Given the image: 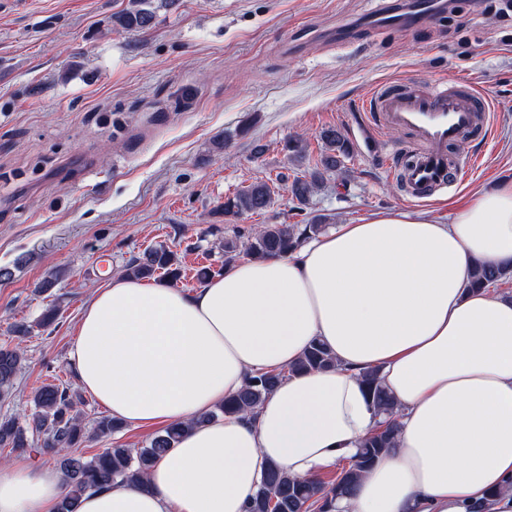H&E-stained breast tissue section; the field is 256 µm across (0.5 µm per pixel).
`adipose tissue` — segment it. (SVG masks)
<instances>
[{
  "mask_svg": "<svg viewBox=\"0 0 512 512\" xmlns=\"http://www.w3.org/2000/svg\"><path fill=\"white\" fill-rule=\"evenodd\" d=\"M480 260L512 266V181L447 222L375 212L190 294L113 278L70 348L80 386L131 426L186 430L145 485L86 494L78 512H246L270 465L317 478L384 420L370 369L395 399V444L334 512H512V297L471 289ZM315 342L335 365L291 372ZM270 370L286 376L255 410L215 416ZM65 492L58 470L0 465V512H55Z\"/></svg>",
  "mask_w": 512,
  "mask_h": 512,
  "instance_id": "1",
  "label": "adipose tissue"
}]
</instances>
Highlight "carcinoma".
Wrapping results in <instances>:
<instances>
[{
  "instance_id": "1",
  "label": "carcinoma",
  "mask_w": 512,
  "mask_h": 512,
  "mask_svg": "<svg viewBox=\"0 0 512 512\" xmlns=\"http://www.w3.org/2000/svg\"><path fill=\"white\" fill-rule=\"evenodd\" d=\"M148 3L149 0H129L125 9L114 14V24L129 32L150 28L154 12L146 8ZM320 139L324 144L320 166L306 177L295 178L288 186L292 197L301 205L307 204L325 174L341 169L349 155L347 142L336 128L323 129ZM271 201V188L267 183L259 182L227 197L219 213L233 218L260 213L269 207ZM324 229L325 225L318 221L311 224H268L245 240L239 236L226 238L222 244L224 263L234 261L241 250L253 259L295 252ZM159 271L172 281L181 276L177 253L163 245L132 256L124 274L139 280L151 278ZM510 278L512 268L478 261L474 266L471 286L496 287ZM24 362L25 353L19 345H0V399L12 396ZM333 365L335 360L329 351L321 343L314 342L291 371ZM284 377L283 371L251 376L240 393L224 401L218 413L229 415L256 408ZM362 382L377 411L390 418L395 416V402L383 386L379 372L374 369L364 372ZM84 405L82 395L69 386L46 383L31 393L30 413L22 418L8 413L0 415V448L25 450L39 445L55 457L67 482V492L58 503L56 512H76L83 495L105 490L116 482L144 484L156 460L176 446L184 431L183 424L174 423L157 432L145 446L130 448L117 438L125 424L112 417H101L91 422L84 415ZM395 434L396 426L391 421L366 440L354 463L343 469L329 486L319 480L297 481L280 467L271 466L249 500L247 512H304L312 506L319 512H332L334 501L351 495L361 474L376 462L385 449L391 447ZM104 438L112 439V447L94 457L86 458L74 452L85 442Z\"/></svg>"
}]
</instances>
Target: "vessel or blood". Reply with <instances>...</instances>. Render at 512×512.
Listing matches in <instances>:
<instances>
[{
	"instance_id": "b4317fda",
	"label": "vessel or blood",
	"mask_w": 512,
	"mask_h": 512,
	"mask_svg": "<svg viewBox=\"0 0 512 512\" xmlns=\"http://www.w3.org/2000/svg\"><path fill=\"white\" fill-rule=\"evenodd\" d=\"M363 111L374 128L396 127L413 131L422 142L404 167L402 178L410 199L421 200L457 181L465 165L448 154L449 145L478 130L486 106L470 81L447 86L436 83L398 90L372 89Z\"/></svg>"
}]
</instances>
